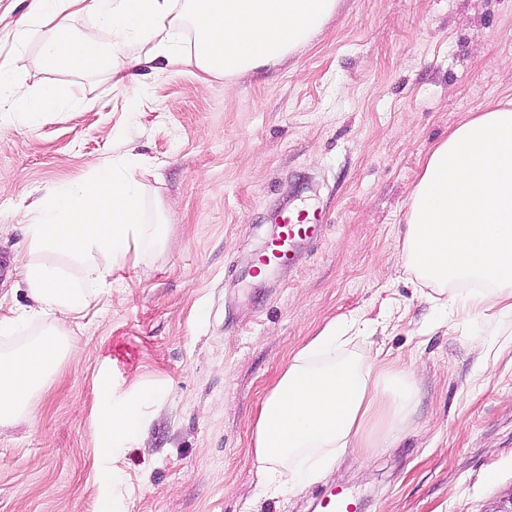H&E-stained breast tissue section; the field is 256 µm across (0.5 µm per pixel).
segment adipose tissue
Masks as SVG:
<instances>
[{"label":"adipose tissue","instance_id":"1","mask_svg":"<svg viewBox=\"0 0 512 512\" xmlns=\"http://www.w3.org/2000/svg\"><path fill=\"white\" fill-rule=\"evenodd\" d=\"M338 0H32L12 23L16 44L36 41L51 70L124 82L157 59L232 78L280 64L308 44ZM94 14L96 27L74 33ZM107 29L101 38L99 29ZM0 62V129L53 111L51 85L15 95ZM140 164L104 160L94 180L19 208L28 235L20 270L31 304L0 317V335L30 334L0 348V429L27 419L59 366L74 357L68 322L112 293V270L129 253L169 243L162 212L147 213ZM403 264L468 318L512 316V106L471 117L425 160L412 193ZM328 323L294 356L266 397L253 445L258 486L280 493L315 481L348 448H387L412 422V368L350 351Z\"/></svg>","mask_w":512,"mask_h":512}]
</instances>
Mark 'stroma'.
<instances>
[{
  "label": "stroma",
  "instance_id": "stroma-1",
  "mask_svg": "<svg viewBox=\"0 0 512 512\" xmlns=\"http://www.w3.org/2000/svg\"><path fill=\"white\" fill-rule=\"evenodd\" d=\"M30 0H0V59L20 90H82L0 131V255L27 247L15 212L141 159L147 206L172 247L129 254L112 299L73 334L31 420L0 431V512H492L512 496V322H465L401 263L406 213L436 144L512 98V0H340L274 67L203 78L159 65L122 84L42 67L13 49ZM322 212L291 276L252 277L279 208ZM356 350L417 367L413 423L391 448L348 449L290 493L259 494L253 430L293 356L326 324ZM139 401L133 435L105 442V405Z\"/></svg>",
  "mask_w": 512,
  "mask_h": 512
}]
</instances>
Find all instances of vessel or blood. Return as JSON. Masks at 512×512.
I'll return each mask as SVG.
<instances>
[{
    "label": "vessel or blood",
    "instance_id": "vessel-or-blood-1",
    "mask_svg": "<svg viewBox=\"0 0 512 512\" xmlns=\"http://www.w3.org/2000/svg\"><path fill=\"white\" fill-rule=\"evenodd\" d=\"M324 230V218L319 213L305 211L283 212L277 235L257 261L261 270L290 267L297 245L302 242L316 243Z\"/></svg>",
    "mask_w": 512,
    "mask_h": 512
}]
</instances>
